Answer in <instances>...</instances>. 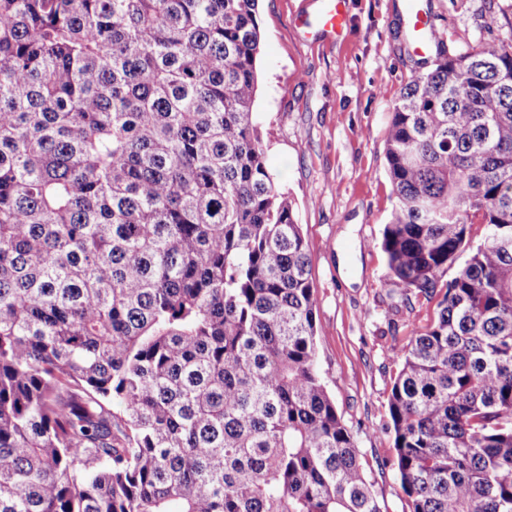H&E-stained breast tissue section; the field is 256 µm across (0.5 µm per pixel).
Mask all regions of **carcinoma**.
<instances>
[{"mask_svg": "<svg viewBox=\"0 0 512 512\" xmlns=\"http://www.w3.org/2000/svg\"><path fill=\"white\" fill-rule=\"evenodd\" d=\"M258 4L0 0V512H383L266 166ZM386 160L384 288L437 301L394 356L406 512H512V47L411 73Z\"/></svg>", "mask_w": 512, "mask_h": 512, "instance_id": "obj_1", "label": "carcinoma"}]
</instances>
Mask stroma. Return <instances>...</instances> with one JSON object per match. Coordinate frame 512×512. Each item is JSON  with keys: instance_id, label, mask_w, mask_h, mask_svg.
<instances>
[{"instance_id": "35a3bbf8", "label": "stroma", "mask_w": 512, "mask_h": 512, "mask_svg": "<svg viewBox=\"0 0 512 512\" xmlns=\"http://www.w3.org/2000/svg\"><path fill=\"white\" fill-rule=\"evenodd\" d=\"M456 54L486 40L512 44V0H346L348 26L336 40L297 25L319 0H261L262 50L254 110L267 166L288 193L312 263L317 360L351 430L383 512H402L388 398L395 339L411 319L383 283L382 229L394 205L385 156L393 107L413 71L430 63L414 51L409 4Z\"/></svg>"}]
</instances>
